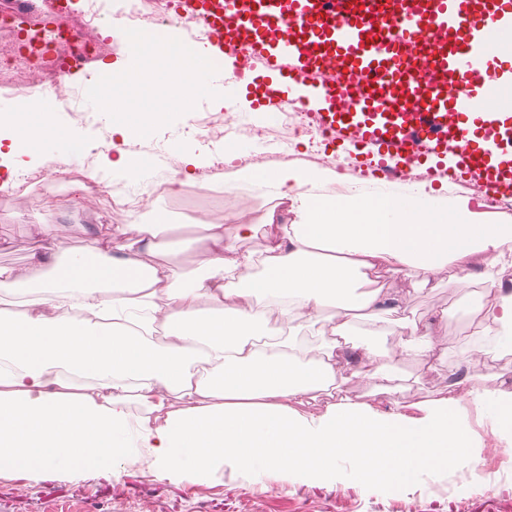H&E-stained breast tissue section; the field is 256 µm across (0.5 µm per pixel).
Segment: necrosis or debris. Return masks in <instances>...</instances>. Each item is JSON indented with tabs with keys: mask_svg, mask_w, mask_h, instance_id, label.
<instances>
[{
	"mask_svg": "<svg viewBox=\"0 0 512 512\" xmlns=\"http://www.w3.org/2000/svg\"><path fill=\"white\" fill-rule=\"evenodd\" d=\"M121 2L119 16L134 30L146 31L168 23L178 26L199 42L210 36L201 18L193 11L179 8L176 0ZM106 7L107 0H33L32 10L54 13L55 19L50 24H30L11 13L0 15V27L10 28L13 38L12 46L0 50V85L21 94L39 93L49 85L57 96H65V89L55 83V63L48 60L47 55L63 48L67 51L65 59L69 64L80 69L90 64L100 54L101 47L97 44L86 46L77 33L82 28L97 25ZM230 135L258 143V150L250 155L251 162L256 165L280 161L282 155L275 152V145L301 136L308 141L309 160L322 163L319 147L327 138L315 111L297 102L289 103L282 122L275 126L254 123L248 114L231 109L206 114L197 121L194 130L195 138L204 144L225 140ZM65 162L73 177L91 184L108 200L113 212L137 209V195L100 182L83 156L69 155Z\"/></svg>",
	"mask_w": 512,
	"mask_h": 512,
	"instance_id": "1",
	"label": "necrosis or debris"
}]
</instances>
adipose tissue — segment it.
<instances>
[{"mask_svg": "<svg viewBox=\"0 0 512 512\" xmlns=\"http://www.w3.org/2000/svg\"><path fill=\"white\" fill-rule=\"evenodd\" d=\"M126 57L109 64L108 86H92L99 111L121 112L123 136L150 123L127 102L148 97L155 80L132 68L131 58H155L178 74L180 91L165 111L215 92L208 77L212 47L189 46L146 32L125 36ZM82 141L57 131L48 109L17 100L0 113V157L72 153ZM229 151L231 183L266 182L288 199L292 224L276 234L263 257L243 249L255 224H239L225 237L205 225L195 243L204 259L196 275H178L157 255L167 232L158 221L127 225L126 242L93 235L86 255H71L49 235L37 264H52L50 280H22L0 269V294H29V309H0V470H79L108 466L128 456V436L151 449L161 470L205 471L232 460L247 470L297 459L321 469L339 455L373 467L396 465L405 486L422 462L453 465L468 455L470 430L461 399L436 402L418 420L382 415L351 404L338 382L375 361L371 345L353 341L358 318L377 323L395 356L440 358L442 346L398 318L399 305L377 282L418 265L435 276L447 262L481 254L496 266L493 299L483 305L481 335L512 338V224H474L464 208L444 210L428 197L318 193L335 181L331 171L281 169L261 173ZM166 289L170 307L153 301ZM332 308L323 316L324 308ZM409 328L401 337L400 328ZM316 336L317 359H306L301 331ZM91 380L94 397L50 390L49 379ZM334 394L319 417L301 413L314 389ZM185 407L172 410L167 395ZM137 397L144 415L127 406Z\"/></svg>", "mask_w": 512, "mask_h": 512, "instance_id": "ef3b65f1", "label": "adipose tissue"}]
</instances>
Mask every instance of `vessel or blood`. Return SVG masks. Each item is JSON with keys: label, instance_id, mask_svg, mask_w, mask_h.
I'll return each mask as SVG.
<instances>
[{"label": "vessel or blood", "instance_id": "vessel-or-blood-1", "mask_svg": "<svg viewBox=\"0 0 512 512\" xmlns=\"http://www.w3.org/2000/svg\"><path fill=\"white\" fill-rule=\"evenodd\" d=\"M215 47L294 85L315 80L319 120L377 178L449 155L431 176L512 193V0H179Z\"/></svg>", "mask_w": 512, "mask_h": 512}]
</instances>
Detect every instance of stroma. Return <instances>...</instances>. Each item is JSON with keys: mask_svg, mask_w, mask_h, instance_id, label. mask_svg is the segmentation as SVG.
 Wrapping results in <instances>:
<instances>
[{"mask_svg": "<svg viewBox=\"0 0 512 512\" xmlns=\"http://www.w3.org/2000/svg\"><path fill=\"white\" fill-rule=\"evenodd\" d=\"M124 21L104 15L99 26L82 29L88 41L106 40L107 52L91 64L100 72L102 64L123 59ZM74 91L65 100L51 102L57 125L76 130L84 140L93 166L104 177H111L112 161L120 157H141L152 166V176L181 181L176 194H144L137 211L123 217L113 216L106 200L93 197L88 188L73 178H63L59 195L42 201L39 192L28 198L7 196L14 184L8 170L0 166V268L12 269L26 277L45 278L49 269L35 267L32 254L47 232L60 230L70 248L80 252L90 243V227H100L115 241H122V228L151 219L161 213L174 228L164 234L162 244L172 239L188 240V247L174 251L169 261L182 274L196 272L202 256L190 241L205 224L223 223L226 233L238 224H262L268 213L278 223L293 220L288 202L272 188L240 185L226 189L223 181L204 182L199 172L185 175L179 160L188 153L200 158L209 168L222 162L227 143L202 145L189 138L185 129L204 113L215 111L207 97L194 99L189 111L173 112L145 134L129 139L115 133L117 117L92 112L84 124L75 123L74 109H90L84 95L83 74L71 78ZM421 190L444 196L449 206L464 207L472 223L512 224V211L486 214L475 207L474 190L428 178ZM483 258H476L470 270L451 263L436 275L437 286L425 290L423 270L408 267L384 285L404 298V314L409 320L423 322L431 311L443 317L431 330L445 348L442 358L424 364L419 357L391 360L390 392H380L369 374H361L346 386L351 402L371 405L382 414L401 413L418 419L428 405L447 398L450 389L449 368L468 373V380L457 387V394L501 389L512 392V345L488 353L482 361L470 362L463 347L480 325L477 304L486 289L480 273ZM475 423L478 437L471 457L456 467L438 466L420 469L405 489L396 490L387 474L360 471L351 459L334 465L318 481H310L301 466H285L254 474L227 463L210 472H171L159 475L150 450L133 458L116 460L106 471L70 474L46 471L24 476L0 471V512H512V441L502 439L489 424Z\"/></svg>", "mask_w": 512, "mask_h": 512, "instance_id": "stroma-1", "label": "stroma"}]
</instances>
